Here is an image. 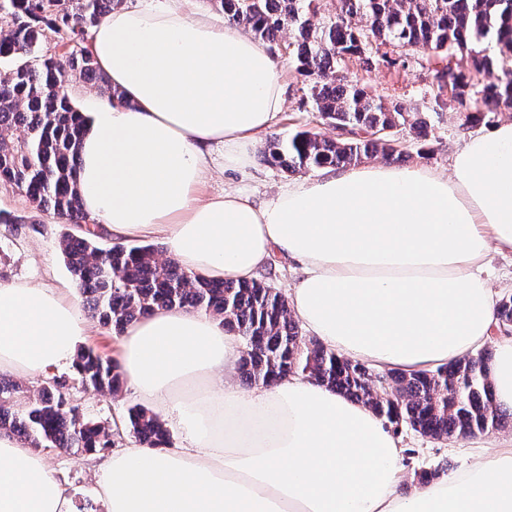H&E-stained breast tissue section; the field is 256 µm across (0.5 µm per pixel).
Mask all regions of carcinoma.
Masks as SVG:
<instances>
[{
    "label": "carcinoma",
    "instance_id": "obj_1",
    "mask_svg": "<svg viewBox=\"0 0 512 512\" xmlns=\"http://www.w3.org/2000/svg\"><path fill=\"white\" fill-rule=\"evenodd\" d=\"M313 2L283 0L275 9L271 0H209L257 40L276 43L289 33L296 71L312 80L313 109L322 124L338 130L334 139L309 130L276 137L264 150L265 161L296 173L378 155L405 159L394 130L419 128L410 108L370 96L337 71L348 56L370 62L377 41L406 51L468 55L481 84L452 69L438 76L468 121L512 105V0H337L338 12L326 19ZM120 3L68 0L58 10L46 0H0V184L21 190L32 208L61 224L87 220L76 175L88 121L62 84L69 77L117 95L89 49L88 34ZM53 35L68 51L39 54ZM95 236L66 234L62 254L85 311L111 336L157 308L178 306L221 318L245 341L240 369L249 385L300 372L369 408L394 431L409 427L433 439L470 437L512 421L494 401L486 348L430 371H389L387 385L377 391L367 365L306 341L286 299L264 282L207 279L159 258L153 245L102 248ZM497 325L512 326V296L499 301ZM73 371L88 392L113 395L123 387L117 363L92 349L78 352ZM127 427L141 444L170 445L171 432L145 408L128 409ZM0 432L35 449L112 448V425L85 417L67 380L55 375L33 391L0 375Z\"/></svg>",
    "mask_w": 512,
    "mask_h": 512
}]
</instances>
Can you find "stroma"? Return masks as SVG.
<instances>
[{"label": "stroma", "instance_id": "obj_1", "mask_svg": "<svg viewBox=\"0 0 512 512\" xmlns=\"http://www.w3.org/2000/svg\"><path fill=\"white\" fill-rule=\"evenodd\" d=\"M273 59L281 69L284 88L285 109L276 117L269 134L281 138L301 130H311L324 136H333L334 131L320 124L309 99V81L291 68L288 55L277 44L268 47ZM399 48L380 45L376 48L373 65H365L355 57L345 59L338 68L341 75L359 81L372 95L399 100L415 112L417 118L427 123L428 136L418 141L407 129L397 131L403 144L409 166H424L438 171H447L452 153L472 133L485 129L499 121L512 120V107H500L485 120L468 123L456 109L436 108L434 97L438 92L437 75L446 68L468 71L470 63L461 55L448 56L434 52H418L412 55L409 65H401ZM317 170H306L295 174L265 163L260 150H253L249 166L242 171L230 169L214 170L208 184L209 192L239 189L251 194L256 201L271 199L281 186L301 179L317 177ZM0 210L11 213L15 221L10 225L0 224V252L7 259L0 264V281L11 279H35L56 286L71 281V273L61 251V235L64 225L38 213L29 205L24 193L14 187L0 185ZM77 399L83 412L96 421L121 422L128 408L136 400L129 392L118 397L78 392ZM404 447V479L413 482L415 471L449 468L457 472L472 463L476 445L495 446L512 437V427L478 434L466 439L432 440L404 429L398 434ZM48 457L54 476L70 491L73 498L96 499L95 458L85 454H60L49 452Z\"/></svg>", "mask_w": 512, "mask_h": 512}]
</instances>
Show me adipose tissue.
Masks as SVG:
<instances>
[{"instance_id":"obj_1","label":"adipose tissue","mask_w":512,"mask_h":512,"mask_svg":"<svg viewBox=\"0 0 512 512\" xmlns=\"http://www.w3.org/2000/svg\"><path fill=\"white\" fill-rule=\"evenodd\" d=\"M90 50L118 99L79 150L84 212L115 238L160 237L175 262L246 281L273 254L296 262V321L345 357L408 373L491 352L512 409V336H498L483 275L512 252V121L471 134L450 169L325 168L263 203L204 192L214 152L242 169L285 99L263 42L195 11L140 0L94 27ZM90 328L72 288L0 282V372L72 368ZM132 395L179 438L112 451L105 512H512V439L411 489L403 450L370 409L310 378L238 383L241 340L221 320L160 308L116 339ZM0 512H75L42 452L0 434Z\"/></svg>"}]
</instances>
